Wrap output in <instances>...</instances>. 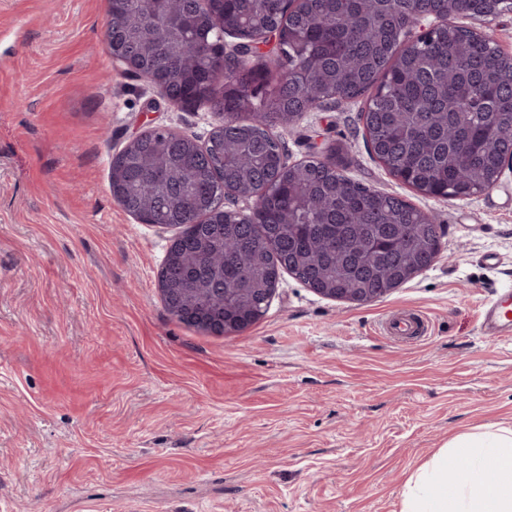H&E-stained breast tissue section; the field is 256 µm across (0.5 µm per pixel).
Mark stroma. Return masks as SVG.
Here are the masks:
<instances>
[{"label": "stroma", "instance_id": "stroma-1", "mask_svg": "<svg viewBox=\"0 0 512 512\" xmlns=\"http://www.w3.org/2000/svg\"><path fill=\"white\" fill-rule=\"evenodd\" d=\"M108 0H0V512H400L449 436L512 425V335L480 330L512 287V170L468 199L421 195L369 154L362 100L305 113L289 163L331 146L346 176L431 212L441 255L368 303L282 276L230 335L165 307L175 228L112 197V156L207 107L161 105L109 55ZM498 254L499 267L483 256ZM396 313L424 337L388 336Z\"/></svg>", "mask_w": 512, "mask_h": 512}]
</instances>
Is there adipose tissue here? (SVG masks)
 <instances>
[{
  "label": "adipose tissue",
  "mask_w": 512,
  "mask_h": 512,
  "mask_svg": "<svg viewBox=\"0 0 512 512\" xmlns=\"http://www.w3.org/2000/svg\"><path fill=\"white\" fill-rule=\"evenodd\" d=\"M464 457L466 470L449 469ZM401 512H512V426L477 427L451 437L411 473Z\"/></svg>",
  "instance_id": "obj_1"
}]
</instances>
